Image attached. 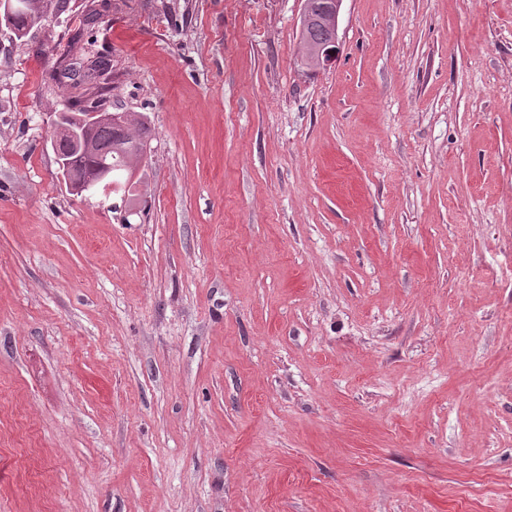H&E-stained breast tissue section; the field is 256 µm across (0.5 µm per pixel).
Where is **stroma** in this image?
Instances as JSON below:
<instances>
[{
    "label": "stroma",
    "instance_id": "35a3bbf8",
    "mask_svg": "<svg viewBox=\"0 0 512 512\" xmlns=\"http://www.w3.org/2000/svg\"><path fill=\"white\" fill-rule=\"evenodd\" d=\"M89 0L0 33V512H512V0ZM83 31L154 130L77 194ZM304 0L306 13H310L313 9L311 16H304L302 14L300 19V41L310 43L314 47H318L331 40L332 44H337V30L341 7L344 0H333V5L328 14L326 15L327 26L323 14H325L331 7L330 0ZM331 30V31H330Z\"/></svg>",
    "mask_w": 512,
    "mask_h": 512
}]
</instances>
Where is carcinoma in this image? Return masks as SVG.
<instances>
[{
	"label": "carcinoma",
	"instance_id": "obj_1",
	"mask_svg": "<svg viewBox=\"0 0 512 512\" xmlns=\"http://www.w3.org/2000/svg\"><path fill=\"white\" fill-rule=\"evenodd\" d=\"M24 6L5 16L0 13V21L8 24L15 40L25 41L30 31L39 26L46 14H62L71 11V0H37L45 7L34 9L30 0H22ZM331 7L330 0H314V10L310 16H301L300 40L318 47L331 40V31L324 20V14ZM52 79L63 83L68 79L83 88L81 96L70 105L72 112H108L107 92L112 88L111 60L97 56L85 66L75 63L60 64L52 74ZM153 132L148 122L141 116L129 112L118 116L112 122L98 123L89 131V138L95 150L81 153L72 144L64 141L59 144L60 158L67 162L74 176L95 183L100 175L108 173L112 190L130 192L133 176L137 169L139 155L151 141Z\"/></svg>",
	"mask_w": 512,
	"mask_h": 512
}]
</instances>
